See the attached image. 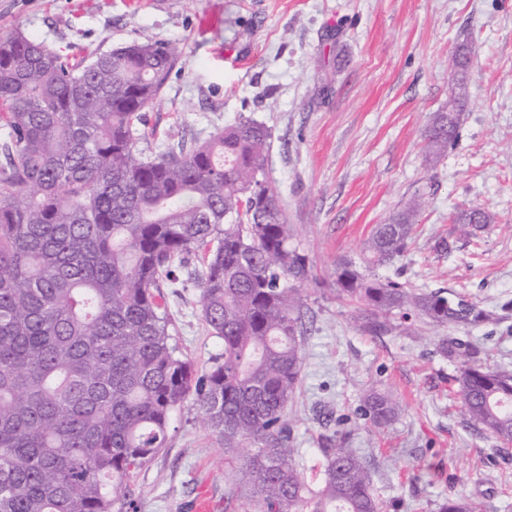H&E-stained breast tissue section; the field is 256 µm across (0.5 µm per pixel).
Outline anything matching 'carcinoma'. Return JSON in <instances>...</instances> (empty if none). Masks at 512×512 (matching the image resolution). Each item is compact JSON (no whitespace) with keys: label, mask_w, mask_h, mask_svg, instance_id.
<instances>
[{"label":"carcinoma","mask_w":512,"mask_h":512,"mask_svg":"<svg viewBox=\"0 0 512 512\" xmlns=\"http://www.w3.org/2000/svg\"><path fill=\"white\" fill-rule=\"evenodd\" d=\"M178 46L133 42L74 62L15 29L0 34V512H132L128 482L195 410L236 466L224 512H386L369 462L326 438L323 480L309 488L289 442L288 404L309 332L302 284L311 268L265 172L271 133L242 119L208 140L139 149L143 110L178 64ZM444 115L429 128L448 146ZM458 224H487L479 209ZM408 218L376 225L361 262L342 260L336 292L363 327L411 312L439 327L487 315L441 289L365 276L407 247ZM189 273L201 320L221 340L199 370L173 343L162 291ZM440 354L466 357L456 381L468 420L512 446V371L455 336ZM393 399L370 391L363 416L383 428ZM439 512H479L448 496Z\"/></svg>","instance_id":"cac0c4a2"}]
</instances>
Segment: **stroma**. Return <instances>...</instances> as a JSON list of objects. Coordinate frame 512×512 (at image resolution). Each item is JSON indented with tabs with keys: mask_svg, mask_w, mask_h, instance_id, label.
Listing matches in <instances>:
<instances>
[{
	"mask_svg": "<svg viewBox=\"0 0 512 512\" xmlns=\"http://www.w3.org/2000/svg\"><path fill=\"white\" fill-rule=\"evenodd\" d=\"M21 28L53 50L86 54L132 42L177 45L181 58L144 111L145 153L204 141L249 117L271 131L266 174L315 274L301 385L288 406L293 458L319 487L322 436L348 437L369 461L388 512H437L448 493L512 512V454L461 411L458 362L436 349L448 330L392 314L393 331L361 328L339 300L336 263L360 258L375 225L407 217L413 235L380 277L444 289L485 310L459 329L491 366L512 371V0H0V33ZM465 78L448 63L458 48ZM465 83L458 135L439 155L427 132ZM480 208L487 224L453 223ZM176 340L197 368L218 340L196 286L164 290ZM399 405L377 431L363 395ZM234 467L193 411L137 471L136 512H224Z\"/></svg>",
	"mask_w": 512,
	"mask_h": 512,
	"instance_id": "stroma-1",
	"label": "stroma"
}]
</instances>
